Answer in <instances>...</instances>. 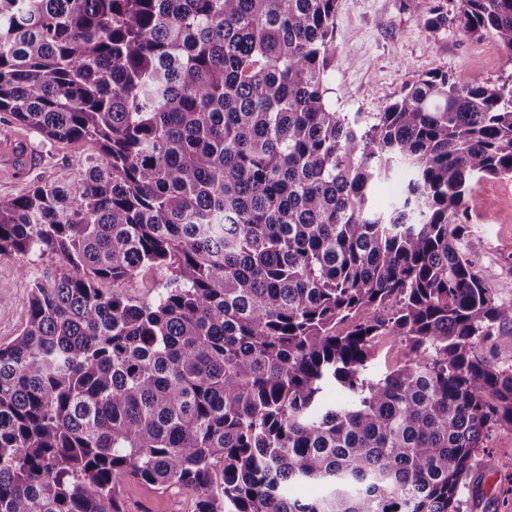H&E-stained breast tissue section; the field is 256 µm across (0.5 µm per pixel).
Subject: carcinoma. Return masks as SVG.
Listing matches in <instances>:
<instances>
[{
    "label": "carcinoma",
    "instance_id": "1",
    "mask_svg": "<svg viewBox=\"0 0 512 512\" xmlns=\"http://www.w3.org/2000/svg\"><path fill=\"white\" fill-rule=\"evenodd\" d=\"M337 2L0 0V112L98 149L75 193L0 195V256L58 258L0 344V512H123L130 481L193 512H462L512 428V367L478 352L512 302L457 247L512 174V83L433 69L338 112ZM406 7L512 62V0ZM163 274H149L146 277H138L128 283L126 288H122L125 292L141 298H151L155 294L157 285L162 281ZM400 345L393 336H384L375 347V356L371 364L374 373H382L400 360Z\"/></svg>",
    "mask_w": 512,
    "mask_h": 512
}]
</instances>
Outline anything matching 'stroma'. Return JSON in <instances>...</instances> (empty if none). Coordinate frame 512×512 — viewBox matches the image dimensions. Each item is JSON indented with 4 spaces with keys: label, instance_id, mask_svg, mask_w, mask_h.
I'll list each match as a JSON object with an SVG mask.
<instances>
[{
    "label": "stroma",
    "instance_id": "35a3bbf8",
    "mask_svg": "<svg viewBox=\"0 0 512 512\" xmlns=\"http://www.w3.org/2000/svg\"><path fill=\"white\" fill-rule=\"evenodd\" d=\"M405 0H338L336 60L328 71L327 98L337 111L369 115L396 101L414 76L431 69L464 74L470 81L497 84L512 78L502 56H476L474 40L457 29L429 31ZM28 140L36 163L23 177L0 167V195L19 196L43 183L77 185L81 160L97 155L94 145L45 146L40 136L0 113V131ZM471 219L461 241L484 281L512 300V175L483 179L469 202ZM55 263L51 256L21 260L0 257V343L17 336L27 320L31 276ZM125 512H191V498L130 482L122 489ZM462 512H512V430L491 432L466 479Z\"/></svg>",
    "mask_w": 512,
    "mask_h": 512
}]
</instances>
